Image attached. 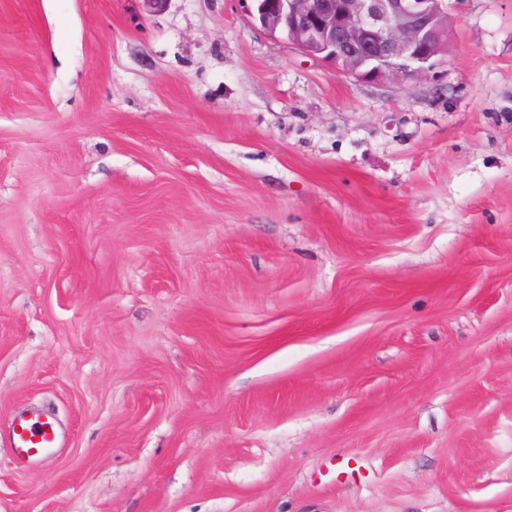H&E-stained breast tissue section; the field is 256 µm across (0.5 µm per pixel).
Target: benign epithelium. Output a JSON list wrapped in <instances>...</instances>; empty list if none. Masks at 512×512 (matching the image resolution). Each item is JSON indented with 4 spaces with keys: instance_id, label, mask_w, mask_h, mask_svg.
Returning <instances> with one entry per match:
<instances>
[{
    "instance_id": "benign-epithelium-1",
    "label": "benign epithelium",
    "mask_w": 512,
    "mask_h": 512,
    "mask_svg": "<svg viewBox=\"0 0 512 512\" xmlns=\"http://www.w3.org/2000/svg\"><path fill=\"white\" fill-rule=\"evenodd\" d=\"M270 35L353 78L380 81L434 68L448 53V0H250Z\"/></svg>"
}]
</instances>
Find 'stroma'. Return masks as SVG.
I'll use <instances>...</instances> for the list:
<instances>
[{
	"instance_id": "obj_1",
	"label": "stroma",
	"mask_w": 512,
	"mask_h": 512,
	"mask_svg": "<svg viewBox=\"0 0 512 512\" xmlns=\"http://www.w3.org/2000/svg\"><path fill=\"white\" fill-rule=\"evenodd\" d=\"M249 8L0 0V512H512V0L378 83ZM9 443L18 461L29 462L53 455L61 446V437L51 423L19 415L14 418Z\"/></svg>"
}]
</instances>
